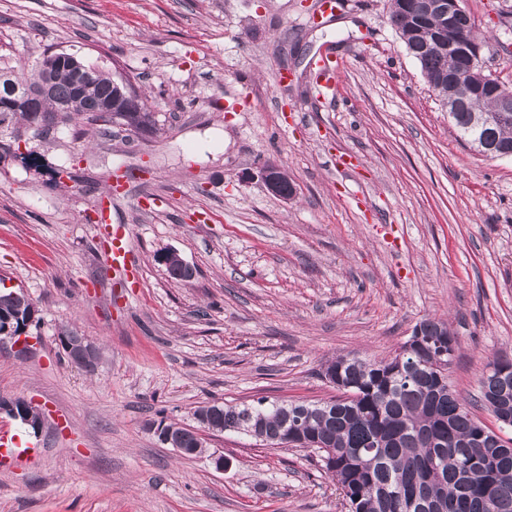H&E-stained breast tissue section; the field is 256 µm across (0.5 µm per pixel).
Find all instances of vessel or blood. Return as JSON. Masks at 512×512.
I'll use <instances>...</instances> for the list:
<instances>
[{"mask_svg":"<svg viewBox=\"0 0 512 512\" xmlns=\"http://www.w3.org/2000/svg\"><path fill=\"white\" fill-rule=\"evenodd\" d=\"M126 187L122 184L108 185L100 194L95 204V220L97 228L105 237L101 255L109 270L120 279L135 282L140 280L139 265L131 259V243L127 225L114 224L109 220L113 199L124 196Z\"/></svg>","mask_w":512,"mask_h":512,"instance_id":"1","label":"vessel or blood"}]
</instances>
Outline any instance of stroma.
I'll return each instance as SVG.
<instances>
[{
    "label": "stroma",
    "instance_id": "35a3bbf8",
    "mask_svg": "<svg viewBox=\"0 0 512 512\" xmlns=\"http://www.w3.org/2000/svg\"><path fill=\"white\" fill-rule=\"evenodd\" d=\"M464 2L487 70L512 86V0ZM318 6L0 0V67L78 54L149 93L158 126L106 136L75 114L31 142L43 168L0 160V286L36 310L20 343L0 342V400L42 417L36 431L0 414L34 449L0 467V512H346L312 451L210 431L189 458L157 429L196 427L213 403L335 397L328 361L392 352L429 317L460 343L448 377L462 398L512 359V157L461 137L389 0ZM327 50L337 94L319 100L308 72ZM271 164L292 199L266 190ZM116 176L137 288L104 268L86 220ZM171 250L191 280L170 277ZM67 332L95 348L93 370L70 362Z\"/></svg>",
    "mask_w": 512,
    "mask_h": 512
}]
</instances>
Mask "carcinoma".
<instances>
[{
  "label": "carcinoma",
  "mask_w": 512,
  "mask_h": 512,
  "mask_svg": "<svg viewBox=\"0 0 512 512\" xmlns=\"http://www.w3.org/2000/svg\"><path fill=\"white\" fill-rule=\"evenodd\" d=\"M391 0L390 21L408 53L419 63L428 86L448 92V29L441 18ZM83 85L68 67L50 75L38 68L17 67V74H0V88L22 80L19 91L49 94L38 103L43 115L63 104L93 122L113 101L127 94L116 74L87 66ZM495 98L476 97L452 113L458 132L469 142H486L497 152H512V118L493 119ZM126 123L140 124L153 117L149 100L128 99ZM35 119L23 107L0 102V128H15ZM32 303L22 295H0V322L15 326L30 320ZM424 348L398 362L399 354L361 359L338 356L329 362L343 368L336 389L342 395L316 403H285L261 399L253 405L202 407L216 432L252 433L258 428L268 440L285 436L300 424L311 438L326 444L317 449L326 473L336 482L350 512H512V439L503 440L472 412L471 404L451 387L448 376L438 375L433 363L437 341L448 337L447 364H452L459 343L448 324L425 319L417 325ZM500 360L488 363L479 384L481 401L501 411ZM187 449L202 452L193 430L170 424Z\"/></svg>",
  "instance_id": "carcinoma-1"
}]
</instances>
